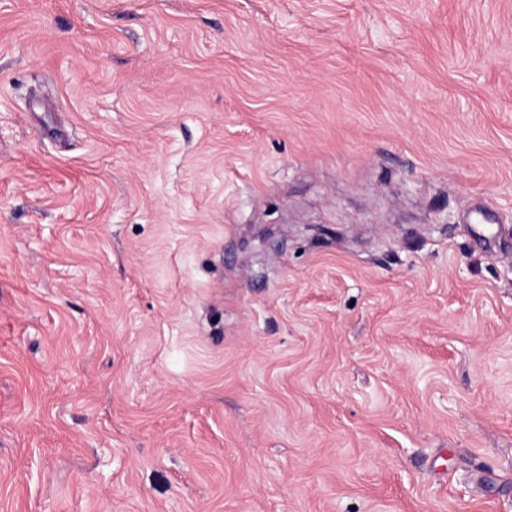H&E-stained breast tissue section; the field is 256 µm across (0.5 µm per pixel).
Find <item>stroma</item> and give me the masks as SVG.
<instances>
[{"mask_svg":"<svg viewBox=\"0 0 512 512\" xmlns=\"http://www.w3.org/2000/svg\"><path fill=\"white\" fill-rule=\"evenodd\" d=\"M0 512H512V0H0Z\"/></svg>","mask_w":512,"mask_h":512,"instance_id":"35a3bbf8","label":"stroma"}]
</instances>
